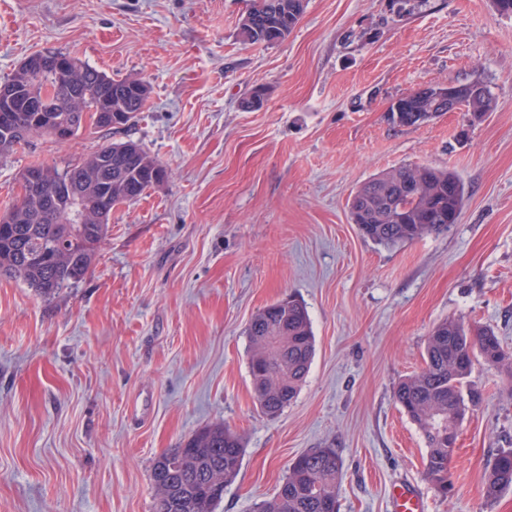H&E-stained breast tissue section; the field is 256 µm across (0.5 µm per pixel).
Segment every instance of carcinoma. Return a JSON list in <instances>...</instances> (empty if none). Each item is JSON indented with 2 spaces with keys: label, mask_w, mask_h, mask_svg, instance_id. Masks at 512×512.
<instances>
[{
  "label": "carcinoma",
  "mask_w": 512,
  "mask_h": 512,
  "mask_svg": "<svg viewBox=\"0 0 512 512\" xmlns=\"http://www.w3.org/2000/svg\"><path fill=\"white\" fill-rule=\"evenodd\" d=\"M306 0H252L240 21L238 36L248 44L283 41L300 22ZM69 65L68 82L57 79L40 58L30 57L11 79L4 82L13 123L0 128V155L12 152L34 134L54 136V119L63 116L84 128L86 120L78 108L102 112L114 109L133 121L144 111L150 87L143 81L116 80L90 66L76 55L64 54ZM470 95L464 107L475 120L492 109L488 87L467 84ZM448 111V98L437 96L428 85L395 100L392 119L400 126L422 124L429 112ZM96 155L107 157L104 167L93 174L84 171L94 159L64 170L51 168L52 184H70L85 201L89 223L53 222L58 201L49 189L38 197L16 201L10 224L0 223V275L18 278L38 295L50 298L61 289L85 278L95 263L108 225L98 217L112 208L134 201L154 187L153 173L165 167L139 143L128 140L102 146ZM455 188L448 191V179ZM465 200L461 179L450 170L426 165L402 166L362 184L349 199L350 217L367 239L396 246L428 235L448 232L457 223ZM82 233L86 248L78 254L48 253L53 242ZM249 372L255 400L269 418L291 405L303 384L315 353L312 324L305 307L288 298L259 311L250 321ZM512 371V353L488 329L471 330L455 318L435 325L423 354V365L403 378L394 398L425 438L426 479L443 497L453 489L449 464L456 448L458 430L469 410L481 400L468 384L475 361ZM244 456L242 438L221 423L192 435L181 447L160 455L150 480L155 491V512H217L224 487L239 475ZM343 461L329 445L296 456L277 493L255 504L254 512H339L338 485ZM512 489V448L495 453L484 476V496L495 500Z\"/></svg>",
  "instance_id": "cac0c4a2"
}]
</instances>
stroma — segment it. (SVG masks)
<instances>
[{"label":"stroma","instance_id":"1","mask_svg":"<svg viewBox=\"0 0 512 512\" xmlns=\"http://www.w3.org/2000/svg\"><path fill=\"white\" fill-rule=\"evenodd\" d=\"M252 0H0V82L31 55L70 52L150 86L144 112L0 157V213L35 163L60 168L132 140L167 181L114 207L91 272L45 299L0 277V512H155L153 462L207 425L242 436L217 512H253L291 460L333 444L339 512H394V483L427 512H512L483 494L512 448V373L475 363L454 491L424 476L422 434L393 398L448 317L512 352V14L492 0H306L283 42L243 43ZM482 81L494 106L429 123L389 107L430 84ZM266 87L263 110L240 102ZM405 164L454 171L467 197L449 231L385 247L348 199ZM296 296L316 351L277 418L256 405L246 328Z\"/></svg>","mask_w":512,"mask_h":512}]
</instances>
